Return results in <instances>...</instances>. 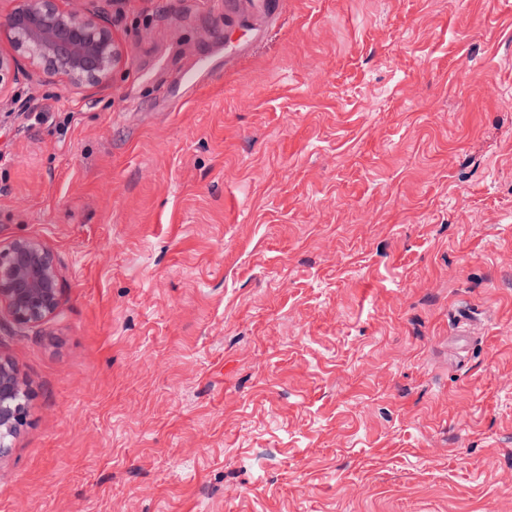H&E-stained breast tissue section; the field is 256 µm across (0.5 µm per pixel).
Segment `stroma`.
<instances>
[{
  "label": "stroma",
  "mask_w": 512,
  "mask_h": 512,
  "mask_svg": "<svg viewBox=\"0 0 512 512\" xmlns=\"http://www.w3.org/2000/svg\"><path fill=\"white\" fill-rule=\"evenodd\" d=\"M272 2L92 0L111 80L0 97L62 288L0 512H512V0Z\"/></svg>",
  "instance_id": "35a3bbf8"
}]
</instances>
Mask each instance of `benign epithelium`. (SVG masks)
Here are the masks:
<instances>
[{
	"label": "benign epithelium",
	"instance_id": "obj_1",
	"mask_svg": "<svg viewBox=\"0 0 512 512\" xmlns=\"http://www.w3.org/2000/svg\"><path fill=\"white\" fill-rule=\"evenodd\" d=\"M62 0H12L0 17V40L11 55L0 54V97L17 80L18 65L57 78L75 88L108 82L122 60L111 24L97 12L65 8ZM62 288L52 251L36 238L0 245V305L19 324H38L59 308ZM28 393L14 369L0 361V456L11 448L27 414Z\"/></svg>",
	"mask_w": 512,
	"mask_h": 512
}]
</instances>
